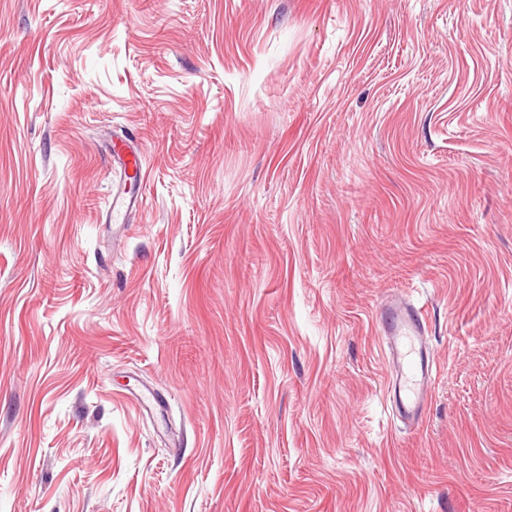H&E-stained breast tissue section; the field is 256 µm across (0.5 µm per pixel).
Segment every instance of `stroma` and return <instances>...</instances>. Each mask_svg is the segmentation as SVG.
Masks as SVG:
<instances>
[{"label":"stroma","instance_id":"stroma-1","mask_svg":"<svg viewBox=\"0 0 512 512\" xmlns=\"http://www.w3.org/2000/svg\"><path fill=\"white\" fill-rule=\"evenodd\" d=\"M0 512H512V0H0ZM112 151V158L121 171L118 184L112 187L106 222L118 224L120 229L139 206V194L134 191V185L141 184L142 162L140 153L122 140L112 142ZM381 312L379 336L395 373L390 401L396 417L412 429L422 422L423 406L431 394L434 357L421 316L411 303L392 299Z\"/></svg>","mask_w":512,"mask_h":512}]
</instances>
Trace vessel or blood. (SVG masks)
Instances as JSON below:
<instances>
[{
    "label": "vessel or blood",
    "instance_id": "obj_1",
    "mask_svg": "<svg viewBox=\"0 0 512 512\" xmlns=\"http://www.w3.org/2000/svg\"><path fill=\"white\" fill-rule=\"evenodd\" d=\"M112 157L120 167V179L112 189L106 221L124 225L139 205L134 186L142 176L141 155L117 140L112 144ZM382 314L379 334L395 373L390 400L396 416L412 429L420 425L423 406L431 394L434 357L425 340L421 316L411 303L389 300Z\"/></svg>",
    "mask_w": 512,
    "mask_h": 512
}]
</instances>
